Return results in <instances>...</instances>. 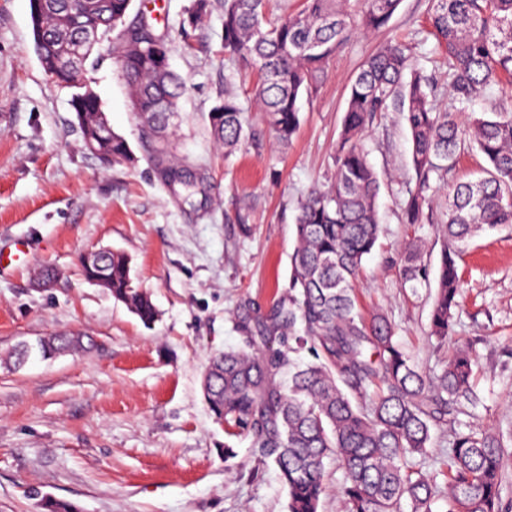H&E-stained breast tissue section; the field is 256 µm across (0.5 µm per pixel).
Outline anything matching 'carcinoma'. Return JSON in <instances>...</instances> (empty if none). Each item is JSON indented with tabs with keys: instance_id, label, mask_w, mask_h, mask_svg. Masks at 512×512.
<instances>
[{
	"instance_id": "1",
	"label": "carcinoma",
	"mask_w": 512,
	"mask_h": 512,
	"mask_svg": "<svg viewBox=\"0 0 512 512\" xmlns=\"http://www.w3.org/2000/svg\"><path fill=\"white\" fill-rule=\"evenodd\" d=\"M268 0H224V55L255 70V96L276 142L288 145L300 116L302 93L327 76L353 17L345 0H303L302 9L272 20ZM35 52L46 76L74 88L71 106L82 142L102 164L133 161L127 141L101 130L102 101L75 57L83 29L108 41L129 100L150 147L151 161L171 186L180 179L166 132L174 127L185 83L169 65V42L155 19L128 21L132 0H30ZM360 25H388L401 0H361ZM431 34L445 53L448 108L436 103L438 82L413 61L412 47L389 41L360 66L346 101L335 169L325 188L313 186L295 219L296 247L288 287L266 308L245 303L233 316L243 345L213 355L203 394L213 414L240 429L272 461L288 494V512H319L327 491L325 460L343 469L341 494L348 512H431L435 490L408 455L426 453L434 428L448 427L454 404L469 392L474 355L457 350L442 372L419 369L395 340L382 314L365 320L357 307L356 280L381 233L379 178L363 141L377 115L397 111L409 133L415 184L404 206L408 224H438L445 241L430 313V336L448 340L458 307L459 262L480 233L512 227V0H431ZM486 107L467 119L459 112ZM239 97H224L209 112L211 138L230 156L253 137ZM469 150L482 155L484 175L448 186V172ZM448 187L441 202L436 189ZM407 282L428 279L421 251H401ZM87 279L104 283L146 325L157 312L134 285L121 252L80 262ZM80 341L54 334L39 338L44 359ZM306 350L314 361L291 355ZM448 452V512H503V437L471 428L453 432Z\"/></svg>"
}]
</instances>
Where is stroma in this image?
<instances>
[{
    "label": "stroma",
    "mask_w": 512,
    "mask_h": 512,
    "mask_svg": "<svg viewBox=\"0 0 512 512\" xmlns=\"http://www.w3.org/2000/svg\"><path fill=\"white\" fill-rule=\"evenodd\" d=\"M193 0H133L169 34L171 67L185 79L176 151L202 190L184 202L149 159L127 86L108 47L86 75L134 162L103 166L82 147L71 92L44 74L34 50L30 0H0V252L24 244L25 263L0 267V353L52 333L90 336L94 349L52 360L32 355L19 369L0 365V512H46L43 501L77 512H288L287 491L248 438L216 419L203 395L209 357L242 343L233 315L244 301L267 306L288 285L297 205L334 167L349 84L384 40L417 46L433 72L429 0H402L388 28L354 27L328 76L299 102L293 141L274 143L253 94L254 74L224 58V0H209L193 27ZM236 92L256 141L225 155L208 113ZM364 144L378 173L381 234L356 284L364 317L381 313L423 369L438 373L457 347L478 367L473 396L454 428L480 427L512 440V227L479 236L460 265V308L448 342L427 337L435 283L409 287L399 254L420 243L437 271L443 238L434 224H408L410 142L400 113H382ZM251 209L242 235L236 204ZM109 247L158 316L144 325L103 288L86 281L79 258ZM54 267L51 287L34 273ZM449 431L437 429L426 454L409 457L438 489L433 512H448Z\"/></svg>",
    "instance_id": "1"
}]
</instances>
